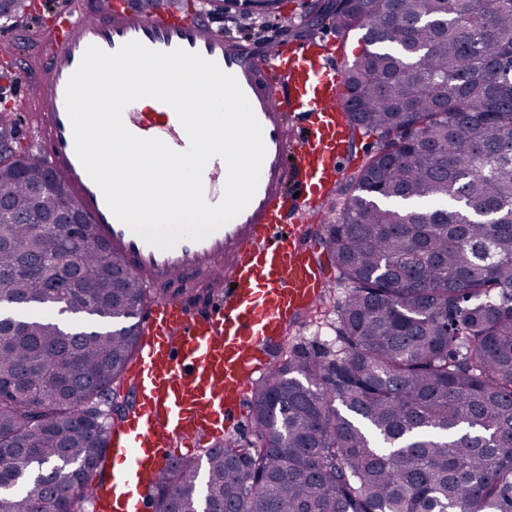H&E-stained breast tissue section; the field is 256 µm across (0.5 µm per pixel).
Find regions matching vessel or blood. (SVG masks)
<instances>
[{
  "label": "vessel or blood",
  "instance_id": "vessel-or-blood-1",
  "mask_svg": "<svg viewBox=\"0 0 512 512\" xmlns=\"http://www.w3.org/2000/svg\"><path fill=\"white\" fill-rule=\"evenodd\" d=\"M158 51L182 48L235 76L259 121L266 147L257 191L233 220L200 241L169 250L147 243L120 222L79 161L65 90L88 46L117 51L130 41ZM34 77L22 98L39 106L36 152L70 187L79 210L153 301L139 315L131 360V408L114 425L110 459L91 478L94 512H147L148 492L180 445L197 446L234 425L256 376L269 370L289 324L322 296L327 281L312 265L296 224V195L322 197L336 180L348 142L336 104L342 68L301 42L257 53L213 30L206 13L186 17L176 0L145 9L136 0H86L46 27ZM160 119L128 105L123 123L141 138L186 150L174 109ZM227 168L212 159L204 197L218 204ZM219 281L223 291L188 303L165 293L174 282Z\"/></svg>",
  "mask_w": 512,
  "mask_h": 512
}]
</instances>
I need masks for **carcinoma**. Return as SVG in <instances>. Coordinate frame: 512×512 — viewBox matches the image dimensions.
Returning <instances> with one entry per match:
<instances>
[{"label": "carcinoma", "mask_w": 512, "mask_h": 512, "mask_svg": "<svg viewBox=\"0 0 512 512\" xmlns=\"http://www.w3.org/2000/svg\"><path fill=\"white\" fill-rule=\"evenodd\" d=\"M26 16L8 0L0 27ZM307 16L363 31L338 103L380 140L322 227L346 288L336 349L257 378L254 440L177 458L155 512H512V0H318ZM15 124L1 108L0 512H87L127 407L139 335L123 321L149 298L15 149ZM73 307L108 324L54 318Z\"/></svg>", "instance_id": "obj_1"}]
</instances>
